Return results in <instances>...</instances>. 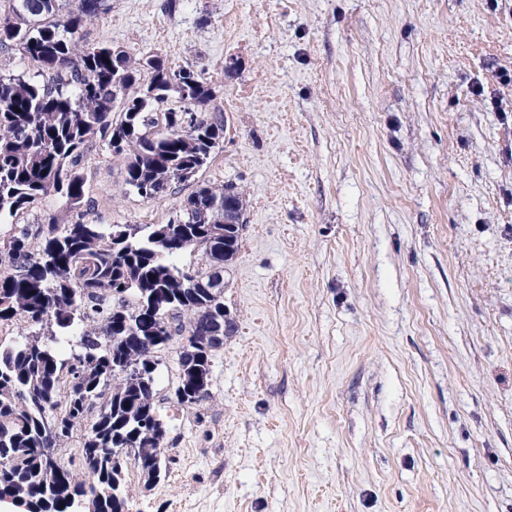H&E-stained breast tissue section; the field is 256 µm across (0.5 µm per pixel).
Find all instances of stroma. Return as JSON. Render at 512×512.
Here are the masks:
<instances>
[{
	"instance_id": "obj_1",
	"label": "stroma",
	"mask_w": 512,
	"mask_h": 512,
	"mask_svg": "<svg viewBox=\"0 0 512 512\" xmlns=\"http://www.w3.org/2000/svg\"><path fill=\"white\" fill-rule=\"evenodd\" d=\"M83 40L194 69L227 120L157 201L95 141L90 219L246 200L210 395L177 405L160 351L174 462L127 512H512V0H108Z\"/></svg>"
}]
</instances>
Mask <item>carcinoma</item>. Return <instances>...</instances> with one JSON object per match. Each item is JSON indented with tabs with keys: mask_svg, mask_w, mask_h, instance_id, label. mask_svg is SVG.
Returning a JSON list of instances; mask_svg holds the SVG:
<instances>
[{
	"mask_svg": "<svg viewBox=\"0 0 512 512\" xmlns=\"http://www.w3.org/2000/svg\"><path fill=\"white\" fill-rule=\"evenodd\" d=\"M0 50H17L35 71L0 74V324L21 319L30 334L0 338V493L29 512H115L133 467L146 486L167 475L165 428L158 415V352L174 339L181 406L209 395L215 320H224V265L241 236L224 235V205L243 217L232 182L192 192L165 224H95L86 219L80 172L98 137L125 161V185L158 200L191 180L224 141L214 91L188 67L160 55L82 44L88 20L106 0H8ZM54 196L74 220L17 224ZM40 240L38 252L31 241ZM200 253L187 269L174 257ZM71 347L59 355L57 345ZM80 447L54 466L46 452L75 434ZM135 451L130 465L119 463ZM79 469L86 480L76 479Z\"/></svg>",
	"mask_w": 512,
	"mask_h": 512,
	"instance_id": "cac0c4a2",
	"label": "carcinoma"
}]
</instances>
